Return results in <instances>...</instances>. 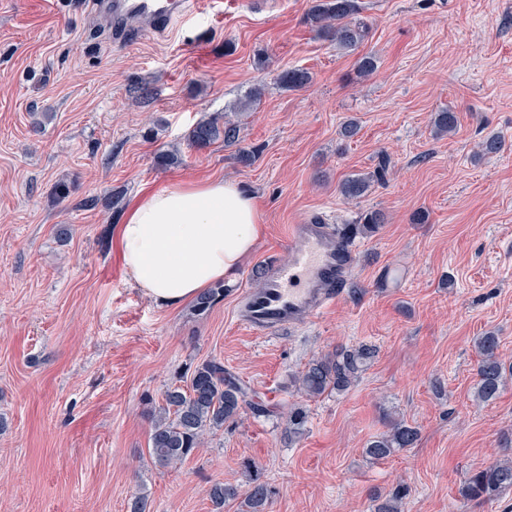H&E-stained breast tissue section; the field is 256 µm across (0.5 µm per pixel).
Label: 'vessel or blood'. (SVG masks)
Wrapping results in <instances>:
<instances>
[{
    "mask_svg": "<svg viewBox=\"0 0 512 512\" xmlns=\"http://www.w3.org/2000/svg\"><path fill=\"white\" fill-rule=\"evenodd\" d=\"M112 20V37L128 41L129 24L140 32L165 35L175 21L211 8L223 11V0H104ZM288 257L270 262L263 286L246 292L240 320L261 335L296 326L300 320L332 306L350 281L356 253L350 240L319 216L288 227Z\"/></svg>",
    "mask_w": 512,
    "mask_h": 512,
    "instance_id": "vessel-or-blood-1",
    "label": "vessel or blood"
}]
</instances>
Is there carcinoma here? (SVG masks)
Here are the masks:
<instances>
[{
    "instance_id": "obj_1",
    "label": "carcinoma",
    "mask_w": 512,
    "mask_h": 512,
    "mask_svg": "<svg viewBox=\"0 0 512 512\" xmlns=\"http://www.w3.org/2000/svg\"><path fill=\"white\" fill-rule=\"evenodd\" d=\"M357 11L356 0H312L307 22L319 37L342 50H354L368 35L363 22L351 20ZM309 81L308 72L300 69L288 70L280 76V83L286 88H301ZM433 125L435 133L447 135L456 130L458 117L451 110H442L434 114ZM220 140L226 146L237 147L241 161L247 162L253 157V151L239 146L237 126L219 114L197 122L187 136V145L202 150ZM370 183L369 177L351 176L341 183L340 193L347 200L358 199ZM222 296L224 286L208 289L199 295L197 311H209ZM499 347V338L492 332L478 340L475 396L483 403L497 399L504 385ZM374 356L375 349L366 344L319 356L295 376V387L308 398L344 393L355 384ZM248 411L256 417L272 413L267 405L248 395L224 370L223 363L207 360L196 366L186 386L168 388L164 404L152 411L149 454L162 466L180 464L203 446L205 434L223 429L225 422ZM278 411L286 420L288 439L300 436L307 421L305 410L285 402ZM418 437V427L396 420L387 432L370 441L364 452L373 460H382L397 449L412 447ZM508 488H512V461L504 460L471 473L462 495L468 501L483 502ZM238 496L236 487L222 482L214 483L210 489L211 502L217 512L224 508L226 501ZM271 497V488L256 478L245 491V505L249 512H267ZM403 499V492L398 491L377 505L375 512H403Z\"/></svg>"
}]
</instances>
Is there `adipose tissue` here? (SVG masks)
Here are the masks:
<instances>
[{
	"instance_id": "adipose-tissue-1",
	"label": "adipose tissue",
	"mask_w": 512,
	"mask_h": 512,
	"mask_svg": "<svg viewBox=\"0 0 512 512\" xmlns=\"http://www.w3.org/2000/svg\"><path fill=\"white\" fill-rule=\"evenodd\" d=\"M262 233L253 196L221 179L143 190L118 229L123 264L163 307L189 302L234 274Z\"/></svg>"
}]
</instances>
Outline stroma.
Masks as SVG:
<instances>
[{
	"mask_svg": "<svg viewBox=\"0 0 512 512\" xmlns=\"http://www.w3.org/2000/svg\"><path fill=\"white\" fill-rule=\"evenodd\" d=\"M356 2L369 32L347 51L307 24L311 0L228 2L130 45L88 0H0V512H130L138 496L146 512H213L215 482L256 477L267 512H374L400 488L405 512H512V489L480 505L461 494L470 472L512 458V376L495 401L474 396L479 336H499L512 364V0ZM291 69L310 82L282 86ZM445 108L458 127L440 137ZM216 112L250 163L220 141L188 148ZM492 134L504 148L483 154ZM368 174L344 199L341 182ZM208 177L255 196L264 234L209 312L159 306L123 265L118 226L142 186ZM375 209L385 223L359 232ZM315 214L357 247L350 285L321 315L253 332L240 294ZM360 343L377 354L350 390L296 391L312 358ZM210 358L255 399L302 405L304 434L288 442L284 419L245 413L182 464L155 463L150 405ZM395 419L418 441L369 459Z\"/></svg>",
	"mask_w": 512,
	"mask_h": 512,
	"instance_id": "obj_1",
	"label": "stroma"
}]
</instances>
